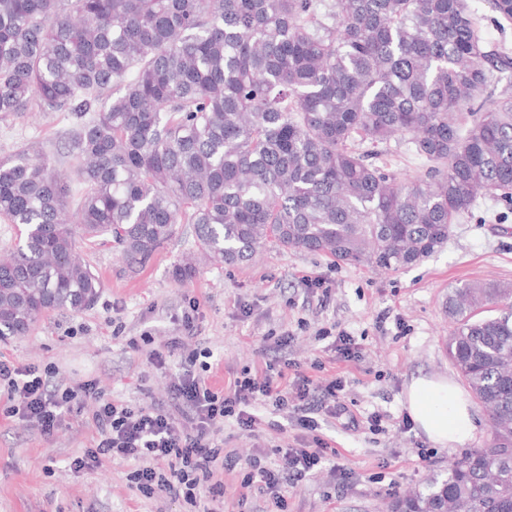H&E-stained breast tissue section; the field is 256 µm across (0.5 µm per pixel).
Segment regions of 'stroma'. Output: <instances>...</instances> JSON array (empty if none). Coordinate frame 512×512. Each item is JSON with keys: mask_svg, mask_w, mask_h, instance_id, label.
Masks as SVG:
<instances>
[{"mask_svg": "<svg viewBox=\"0 0 512 512\" xmlns=\"http://www.w3.org/2000/svg\"><path fill=\"white\" fill-rule=\"evenodd\" d=\"M74 123L66 112L0 117V157L33 147L68 170ZM377 163L400 181L428 167L400 138L382 145ZM79 247L102 283L96 301L78 312H47L25 334L0 336V357L50 370L63 388L90 381L102 398L163 408L173 404L180 357L196 350L212 352L208 382L218 389L244 370L288 361L312 377L341 379L357 424L320 421V435L338 456L285 487L288 512H388L397 497L423 489L451 461L488 441L490 421L481 406L473 408L472 443L444 448L410 420L405 399L414 378L459 377L448 358L449 291L467 282L512 284L511 201L479 199L440 250L396 272L269 246L240 265L198 258L195 275L182 281L176 267L197 252L189 224L177 225L174 237L136 266L111 241ZM311 278L316 286H308ZM188 309L195 312L190 328L182 321ZM342 331L360 347L359 359L338 357ZM171 345L176 351L167 367L155 368L152 352ZM7 405L0 397V512H182L169 495L136 489L134 462L105 458L89 469H71V461L97 443L93 400H84L48 436L5 416ZM374 412L383 416L376 431L368 423ZM257 414L261 424L252 433L225 422L220 436L236 466L219 474L223 497L203 493L208 512H276L268 495L242 489L241 480L254 457L276 462V449L301 447L307 433L293 409L262 406Z\"/></svg>", "mask_w": 512, "mask_h": 512, "instance_id": "stroma-1", "label": "stroma"}]
</instances>
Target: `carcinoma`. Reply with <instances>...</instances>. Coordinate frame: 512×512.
<instances>
[{"mask_svg": "<svg viewBox=\"0 0 512 512\" xmlns=\"http://www.w3.org/2000/svg\"><path fill=\"white\" fill-rule=\"evenodd\" d=\"M19 112L78 116L77 188L44 156L0 158V218L24 231L0 259V335L96 300L73 224L130 265L191 224L228 265L273 243L396 271L477 198H512V56L487 50L468 0H0V115ZM397 135L425 176L360 149ZM511 298L448 294V358L489 443L392 512H512Z\"/></svg>", "mask_w": 512, "mask_h": 512, "instance_id": "carcinoma-1", "label": "carcinoma"}]
</instances>
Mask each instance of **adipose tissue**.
<instances>
[{
  "mask_svg": "<svg viewBox=\"0 0 512 512\" xmlns=\"http://www.w3.org/2000/svg\"><path fill=\"white\" fill-rule=\"evenodd\" d=\"M406 409L413 423L436 444L448 447L470 442L476 430L471 402L444 377H419L406 392Z\"/></svg>",
  "mask_w": 512,
  "mask_h": 512,
  "instance_id": "obj_1",
  "label": "adipose tissue"
}]
</instances>
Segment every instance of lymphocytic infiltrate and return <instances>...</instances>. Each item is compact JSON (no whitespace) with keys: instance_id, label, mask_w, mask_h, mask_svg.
Returning <instances> with one entry per match:
<instances>
[{"instance_id":"lymphocytic-infiltrate-1","label":"lymphocytic infiltrate","mask_w":512,"mask_h":512,"mask_svg":"<svg viewBox=\"0 0 512 512\" xmlns=\"http://www.w3.org/2000/svg\"><path fill=\"white\" fill-rule=\"evenodd\" d=\"M182 371L173 385L176 412L160 407H132L116 400L98 401L92 421L100 439L82 456L72 460L74 470L93 467L103 457L138 461L132 475L138 488L147 494L167 493L183 499L192 508H200L197 490L209 483L213 496H223L224 484L213 481V469L224 452L216 430L224 420L234 419L241 430L254 431L258 418L249 408L257 402L271 403L277 409L294 406L300 411L299 424L313 434L312 447L286 448L281 469L266 466L261 458L249 463L243 487H259L269 495L279 512H286L287 500L282 484H298L327 459L328 444L317 434L318 416L338 419L347 413L341 401V380H312L292 363L266 366L261 371L244 372L228 389L212 388L205 377L211 365L192 353L180 362ZM0 388L11 403L10 411L51 434L63 417L87 397L94 386L84 383L75 388L54 389L49 372L0 360ZM164 469H157V462Z\"/></svg>"}]
</instances>
